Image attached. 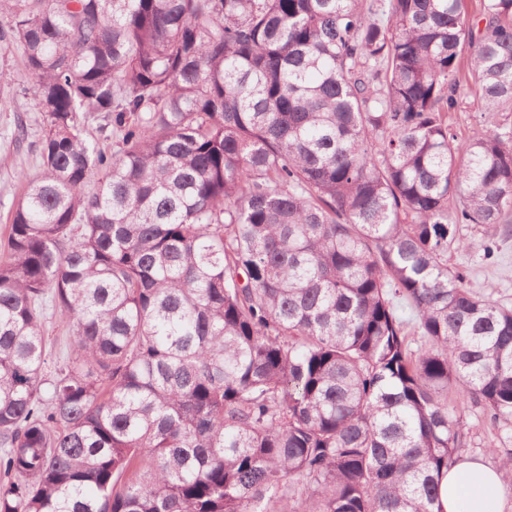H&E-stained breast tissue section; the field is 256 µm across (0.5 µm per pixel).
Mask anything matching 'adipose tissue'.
<instances>
[{
  "instance_id": "1",
  "label": "adipose tissue",
  "mask_w": 512,
  "mask_h": 512,
  "mask_svg": "<svg viewBox=\"0 0 512 512\" xmlns=\"http://www.w3.org/2000/svg\"><path fill=\"white\" fill-rule=\"evenodd\" d=\"M511 491L500 468L468 458L442 480L440 501L444 512H502Z\"/></svg>"
}]
</instances>
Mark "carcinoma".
I'll use <instances>...</instances> for the list:
<instances>
[{
	"label": "carcinoma",
	"mask_w": 512,
	"mask_h": 512,
	"mask_svg": "<svg viewBox=\"0 0 512 512\" xmlns=\"http://www.w3.org/2000/svg\"><path fill=\"white\" fill-rule=\"evenodd\" d=\"M0 51V512H443L448 394L512 423V308L448 266L512 223V123L452 121L512 114V0H0ZM8 68L12 83L4 90L0 88V97H14L11 107L0 111V238L6 233L10 216L17 201L21 184V173L36 177L41 172L35 144L42 136L41 116L33 109V77L24 67L19 57L8 52L0 53V66ZM21 116L27 124V137L20 144L15 143L12 132ZM469 97L463 94V103L458 112H455L456 117V130L459 136L463 139L471 137L476 131L481 129H490L493 127L494 122H497L499 115H489L488 113L481 114L480 112H473L469 107Z\"/></svg>",
	"instance_id": "carcinoma-1"
}]
</instances>
